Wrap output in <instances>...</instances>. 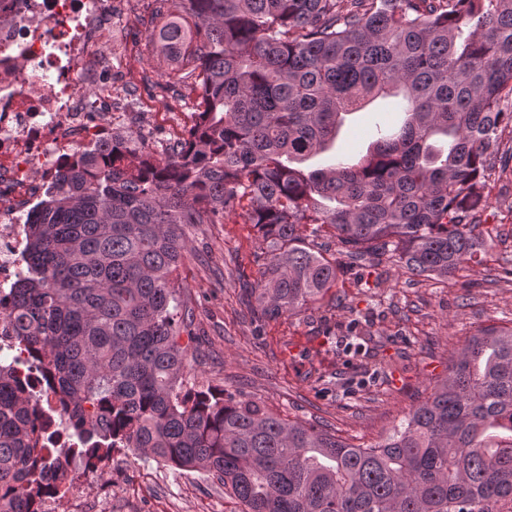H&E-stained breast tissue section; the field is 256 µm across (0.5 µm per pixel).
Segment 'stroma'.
Instances as JSON below:
<instances>
[{
	"label": "stroma",
	"mask_w": 512,
	"mask_h": 512,
	"mask_svg": "<svg viewBox=\"0 0 512 512\" xmlns=\"http://www.w3.org/2000/svg\"><path fill=\"white\" fill-rule=\"evenodd\" d=\"M157 0H123L111 39L99 50L112 56V79L150 118L143 126H113L117 135L159 150L181 139L194 110L189 81L171 79L155 35L165 22ZM172 111L169 123L152 120ZM386 126L404 119L394 100L382 99L356 113L342 128L336 153L360 155L373 141L370 118ZM486 202L475 217L476 234L495 238L481 262H467L457 276L439 282L407 281L386 261L362 268L365 288L343 274L337 287L298 315L256 320L240 274L257 278L267 247L244 217L189 230L188 250L178 270L181 297L194 314L193 337H181L194 355L197 382L254 398L286 420H299L354 444L377 442L430 393L446 373L448 356L479 327L512 322V133L503 132L486 171ZM382 333L383 364L362 384L357 365L336 352L330 332L351 312ZM112 478L87 479L83 512H238L239 505L212 474L181 470L151 458L115 453Z\"/></svg>",
	"instance_id": "1"
}]
</instances>
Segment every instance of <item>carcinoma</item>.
Instances as JSON below:
<instances>
[{"label":"carcinoma","mask_w":512,"mask_h":512,"mask_svg":"<svg viewBox=\"0 0 512 512\" xmlns=\"http://www.w3.org/2000/svg\"><path fill=\"white\" fill-rule=\"evenodd\" d=\"M159 41L198 90L164 157L114 135L78 151L26 222L27 272L0 321L36 352L75 437L42 448L40 397L0 363V512L117 450L216 475L240 512H512V326L476 330L428 398L364 446L284 420L252 398L184 384L193 335L177 271L194 224L246 206L267 244L260 317L299 315L344 265L312 251L446 279L487 252L472 219L512 131V0H161ZM381 96L405 120L360 157L304 164ZM347 355L378 347L336 325ZM335 232L332 228H326L322 235L312 241L311 239H306L305 243L314 251L322 254L328 259L331 258H343L344 256L340 255L344 248L341 244H339L335 237Z\"/></svg>","instance_id":"1"}]
</instances>
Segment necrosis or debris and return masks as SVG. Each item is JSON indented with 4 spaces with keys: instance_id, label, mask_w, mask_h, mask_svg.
<instances>
[{
    "instance_id": "obj_1",
    "label": "necrosis or debris",
    "mask_w": 512,
    "mask_h": 512,
    "mask_svg": "<svg viewBox=\"0 0 512 512\" xmlns=\"http://www.w3.org/2000/svg\"><path fill=\"white\" fill-rule=\"evenodd\" d=\"M112 0H0V288L23 272L25 221L77 150H94L118 101L97 39ZM0 360L36 392L44 366L0 325Z\"/></svg>"
}]
</instances>
